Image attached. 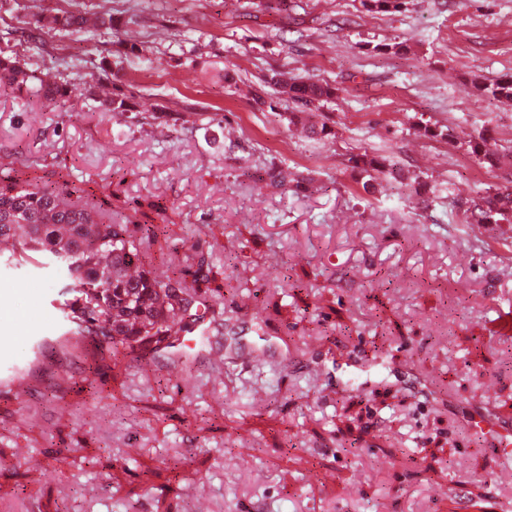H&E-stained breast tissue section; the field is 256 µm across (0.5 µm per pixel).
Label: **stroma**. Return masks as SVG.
Segmentation results:
<instances>
[{"label": "stroma", "mask_w": 512, "mask_h": 512, "mask_svg": "<svg viewBox=\"0 0 512 512\" xmlns=\"http://www.w3.org/2000/svg\"><path fill=\"white\" fill-rule=\"evenodd\" d=\"M57 9H108L113 26L31 39L32 16ZM0 52L94 84L57 103L0 88V162L116 224L124 199L160 201L177 236L145 245V268L166 278L217 240L224 298L248 303L246 334L212 337L191 373L117 342L99 370L52 368L26 401L0 397V512H512L471 413L512 424V335L488 329L512 305V224L462 210L512 182V102L473 86L512 75V0H0ZM276 71L336 87L303 116L325 134L290 125L287 96L253 108ZM109 92L134 112L106 110ZM162 107L186 123L137 121ZM481 138L497 165L471 153ZM365 151L400 179L365 192L349 163ZM270 161L311 183L271 187ZM62 286L0 250L16 358L61 335L36 302ZM256 318L287 355L252 360Z\"/></svg>", "instance_id": "obj_1"}]
</instances>
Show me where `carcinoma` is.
<instances>
[{
  "label": "carcinoma",
  "mask_w": 512,
  "mask_h": 512,
  "mask_svg": "<svg viewBox=\"0 0 512 512\" xmlns=\"http://www.w3.org/2000/svg\"><path fill=\"white\" fill-rule=\"evenodd\" d=\"M85 23L82 15L66 11L33 18L40 30L79 31ZM267 84L288 95L300 113L333 98L337 91L336 87L317 81L290 83L278 72L267 79ZM0 85L49 101L64 99L72 92L70 86L48 76L39 77L7 55H0ZM475 87L495 99H512V75L493 84L477 82ZM470 148L490 164L498 160L497 152L484 139L470 143ZM349 162L367 177L362 187L368 193L382 185L381 176L395 179L398 175L394 164L384 157L363 153L351 156ZM264 173L274 187L290 183L303 187L311 181L274 162L266 166ZM60 200L61 194L39 184L38 179L21 183L8 168L0 169V239L15 244L21 261L53 266L63 275L66 293L74 294L70 332L93 336L100 345L118 340L131 350L150 356L159 345L196 326L208 329L214 336L224 335V319L209 303L221 292V286L213 283L222 271L202 245H195L192 253L185 256L176 279L158 280L146 270L135 277L131 270L142 266L141 245L145 240L156 242L158 225L105 223L97 207L64 206ZM467 211L473 224L487 223L491 211L500 221L511 220L512 187L487 192ZM188 279L190 288L186 286Z\"/></svg>",
  "instance_id": "1"
}]
</instances>
